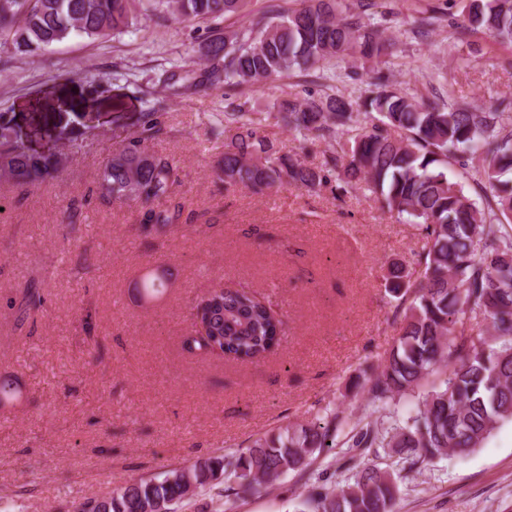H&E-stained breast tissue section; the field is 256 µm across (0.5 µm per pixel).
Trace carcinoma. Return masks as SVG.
Returning a JSON list of instances; mask_svg holds the SVG:
<instances>
[{
  "mask_svg": "<svg viewBox=\"0 0 512 512\" xmlns=\"http://www.w3.org/2000/svg\"><path fill=\"white\" fill-rule=\"evenodd\" d=\"M141 0H0V40L35 56L78 33L106 39L132 26ZM266 0L250 26H216L244 12L248 0H170V19L213 23L199 45L207 62L199 83L164 71L159 81L174 95L200 85L224 87V154L215 176L226 186L263 193L281 185L314 190L336 179L381 200L391 215L420 226L424 245L418 277L390 265L384 288L395 301L397 337L353 389L367 396L375 420L351 418L340 407L305 424L287 426L246 448L199 458L165 471L162 478L133 479L82 512H176L200 490H216L233 512L243 495H261L280 478L312 475L320 456L346 448L342 485L312 487L296 512H397V477L364 458L389 448L415 471L433 459L480 447L497 427L512 421V116L503 99L489 106L440 105L403 93L385 81L371 83L363 111L341 94L308 95L280 105L288 130L335 138L336 150L319 166L280 153L275 140L247 117L235 89L267 80L315 74L344 57L379 59L391 39L370 21L371 0ZM448 22V43L483 34L512 47V0H465L459 14L432 10L417 27ZM141 131L110 153L100 172L102 194L123 203L149 204L145 223L176 224L180 204L170 203L179 171L146 143L163 134L159 114L140 117ZM460 177H448V168ZM63 167L60 152L32 153L0 121V177L36 187ZM482 205L465 191V182ZM166 288L149 272L137 284L141 298ZM202 329L189 348L226 361L254 363L271 353L284 320L265 298L245 289L213 287L193 306Z\"/></svg>",
  "mask_w": 512,
  "mask_h": 512,
  "instance_id": "carcinoma-1",
  "label": "carcinoma"
}]
</instances>
